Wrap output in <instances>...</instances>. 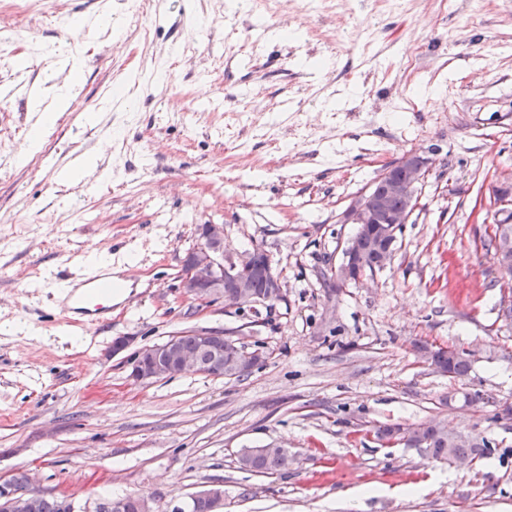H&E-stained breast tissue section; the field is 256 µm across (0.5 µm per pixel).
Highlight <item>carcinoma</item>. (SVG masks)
I'll return each instance as SVG.
<instances>
[{
	"mask_svg": "<svg viewBox=\"0 0 512 512\" xmlns=\"http://www.w3.org/2000/svg\"><path fill=\"white\" fill-rule=\"evenodd\" d=\"M431 357L452 378H461L470 369V357L464 353L450 359L447 351L439 349L432 352ZM373 435L378 439L395 438L408 447L422 448L431 457L439 460L448 459L450 452L456 456L478 455L482 458L491 452L490 442L486 438L478 441L460 433L450 437L448 426L439 421L405 429L398 425L379 426L373 430ZM239 463L241 469L257 474L273 475L286 470V457L265 453L259 448L246 449L240 456ZM12 482L19 495L33 499L36 505L34 512H61L60 498L31 488L26 475H15Z\"/></svg>",
	"mask_w": 512,
	"mask_h": 512,
	"instance_id": "obj_1",
	"label": "carcinoma"
}]
</instances>
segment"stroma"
<instances>
[{
	"label": "stroma",
	"instance_id": "1",
	"mask_svg": "<svg viewBox=\"0 0 512 512\" xmlns=\"http://www.w3.org/2000/svg\"><path fill=\"white\" fill-rule=\"evenodd\" d=\"M62 84L37 127L32 93L49 109ZM411 149L435 159L424 208L384 269L343 285L340 217ZM509 177L512 0H0V476L83 512L126 495L171 512L212 485L224 512H512V327L484 226ZM201 224L228 252L262 246L285 301L183 297ZM98 254L124 289L87 328L58 285ZM190 329L261 363L136 383L112 352ZM448 346L473 353L461 379L426 362ZM432 420L490 455L455 467L368 435ZM268 444L287 471L241 469Z\"/></svg>",
	"mask_w": 512,
	"mask_h": 512
}]
</instances>
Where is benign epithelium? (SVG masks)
<instances>
[{"label": "benign epithelium", "instance_id": "obj_1", "mask_svg": "<svg viewBox=\"0 0 512 512\" xmlns=\"http://www.w3.org/2000/svg\"><path fill=\"white\" fill-rule=\"evenodd\" d=\"M434 159L415 150L403 153L386 166L359 194L340 220L342 224L357 225L356 233L375 229L387 247L381 252L380 267H385L396 249L398 234L413 222L425 183L433 169ZM496 218L490 225L497 257L512 256V179L496 183L493 188ZM198 239L183 260L178 276L181 293L201 306L222 299L236 307L251 299L250 278L261 273L268 281L269 292L263 304L285 300L284 283L273 268L270 255L255 246L243 254L230 255L224 249V225L200 224ZM355 241L345 247L336 268V277L343 282L363 284L373 277L361 268L362 260L355 250ZM196 341L188 346L181 341L182 334H174L165 341L140 348L126 357L130 367L129 379L135 382L157 381L181 373H198L209 377H224V348L214 342L215 332L195 331ZM212 352L209 362L202 354ZM190 500H204L209 512H223L224 488L212 486L191 495ZM32 500L17 493L11 480L0 478V512H33Z\"/></svg>", "mask_w": 512, "mask_h": 512}]
</instances>
